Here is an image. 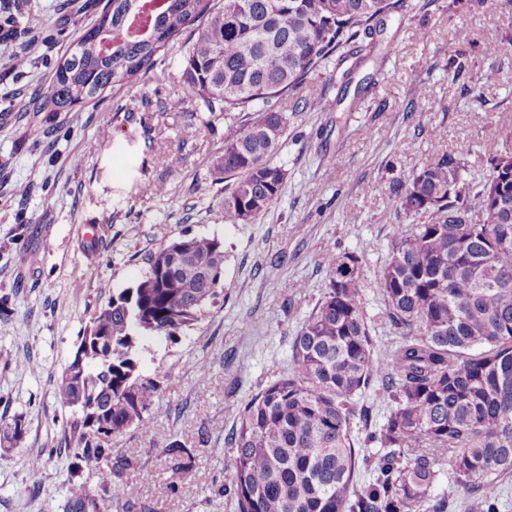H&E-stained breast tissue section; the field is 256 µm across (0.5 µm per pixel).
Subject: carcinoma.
<instances>
[{
	"label": "carcinoma",
	"instance_id": "1",
	"mask_svg": "<svg viewBox=\"0 0 512 512\" xmlns=\"http://www.w3.org/2000/svg\"><path fill=\"white\" fill-rule=\"evenodd\" d=\"M400 0H106L36 106L72 112L107 89L137 82L154 56L180 43L179 82L198 121L240 112L224 126L214 174L226 181L224 223L250 224L279 199L287 173L273 158L298 93L319 67L350 47L353 69L373 56L384 18ZM463 159L443 153L394 188L400 209L421 219L391 242L377 273L388 324L380 345L363 307L362 260L323 254L330 280L298 323L288 371L240 409L224 471L235 512H499L500 479L512 474V135L504 136L476 184L482 220L466 223L470 184ZM185 255L175 254L177 246ZM145 269L90 318L72 361L76 385L55 395L73 411L72 469L64 512L137 508L139 491L115 482L133 461L112 447L147 415L163 383L139 371L140 341L173 338L224 291L220 238L182 235L144 257ZM383 423L369 430L372 410ZM380 451L355 448L354 428ZM24 421L0 420L4 451L21 444ZM171 486L192 478L193 456L165 449ZM370 480L357 488L362 473ZM448 473V492H437ZM466 497H461V493Z\"/></svg>",
	"mask_w": 512,
	"mask_h": 512
}]
</instances>
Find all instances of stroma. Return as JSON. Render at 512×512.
Segmentation results:
<instances>
[{"mask_svg":"<svg viewBox=\"0 0 512 512\" xmlns=\"http://www.w3.org/2000/svg\"><path fill=\"white\" fill-rule=\"evenodd\" d=\"M97 3L0 0V21L15 20L0 33V417H22L27 428L0 455V512H62L77 439L57 384L95 308L132 286L144 254L183 234L223 240L224 290L177 338L142 340L141 373L164 377L153 434L133 429L112 445L136 458L121 480L139 487L147 512H233L228 432L242 405L287 371L297 324L329 283L322 253L362 255L364 309L379 343L396 341L374 283L410 221L392 185L441 153L461 157L464 179L477 183L512 130V0L497 10L483 0H405L385 20V65L367 62L346 87L342 67L323 65L307 90L312 107L290 113L275 159L288 173L283 193L250 224L222 219L212 163L224 122L196 124L178 45L119 93L71 112L29 110L94 24ZM488 42L500 53L484 55ZM19 51L21 67L10 60ZM419 83L427 93L418 99ZM191 124L197 134L184 139ZM434 127L443 139L430 137ZM148 184L158 193H144ZM89 225L100 239L93 251ZM178 443L192 448L194 470L176 485L164 450Z\"/></svg>","mask_w":512,"mask_h":512,"instance_id":"35a3bbf8","label":"stroma"}]
</instances>
